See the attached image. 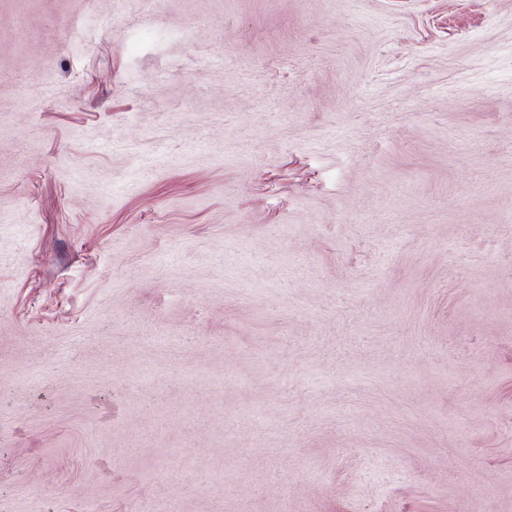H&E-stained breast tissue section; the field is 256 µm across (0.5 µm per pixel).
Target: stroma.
<instances>
[{"label": "stroma", "instance_id": "obj_1", "mask_svg": "<svg viewBox=\"0 0 512 512\" xmlns=\"http://www.w3.org/2000/svg\"><path fill=\"white\" fill-rule=\"evenodd\" d=\"M0 512H512V0H0Z\"/></svg>", "mask_w": 512, "mask_h": 512}]
</instances>
